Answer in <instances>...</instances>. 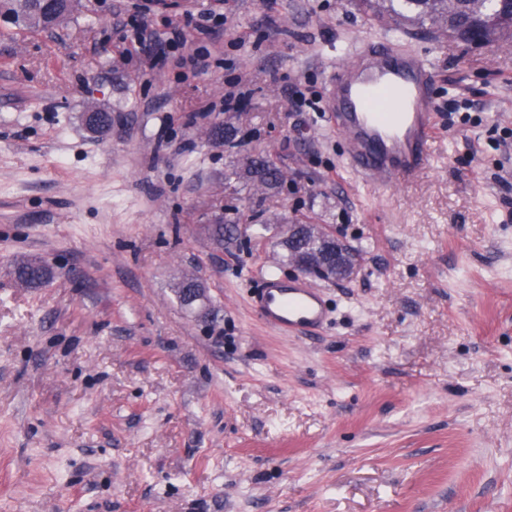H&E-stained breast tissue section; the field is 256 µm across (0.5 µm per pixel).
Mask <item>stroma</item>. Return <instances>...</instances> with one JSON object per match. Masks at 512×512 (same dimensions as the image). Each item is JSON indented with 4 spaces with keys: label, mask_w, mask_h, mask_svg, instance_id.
Masks as SVG:
<instances>
[{
    "label": "stroma",
    "mask_w": 512,
    "mask_h": 512,
    "mask_svg": "<svg viewBox=\"0 0 512 512\" xmlns=\"http://www.w3.org/2000/svg\"><path fill=\"white\" fill-rule=\"evenodd\" d=\"M214 5L79 0L34 32L0 12V512H512V139L493 142L512 40L357 0H227L208 72L146 67ZM363 38L436 74L432 160L392 188L361 181L316 108ZM465 103L480 124L449 126ZM220 221L246 230L217 240ZM289 221L362 251L352 278L313 279L331 320L309 337L249 304L261 272L294 275ZM25 257L51 278L22 286ZM186 276L202 309L177 298Z\"/></svg>",
    "instance_id": "stroma-1"
}]
</instances>
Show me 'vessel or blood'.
Segmentation results:
<instances>
[{"instance_id":"1","label":"vessel or blood","mask_w":512,"mask_h":512,"mask_svg":"<svg viewBox=\"0 0 512 512\" xmlns=\"http://www.w3.org/2000/svg\"><path fill=\"white\" fill-rule=\"evenodd\" d=\"M435 75L422 55L392 39L356 46L327 80L328 119L347 145V164L366 183L387 188L414 181L430 160ZM251 306L285 333H312L328 309L303 278L260 274Z\"/></svg>"}]
</instances>
